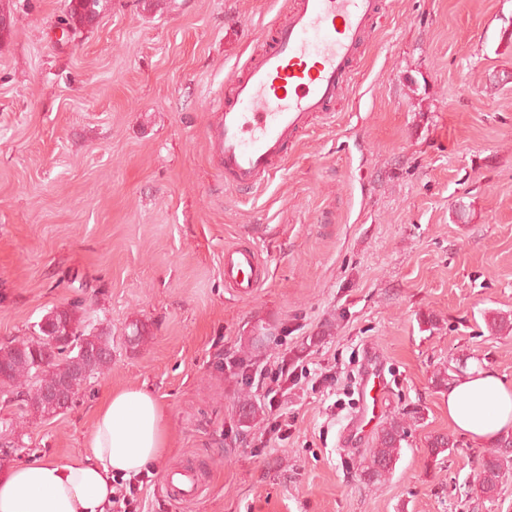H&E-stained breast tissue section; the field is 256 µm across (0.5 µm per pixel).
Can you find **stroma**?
I'll list each match as a JSON object with an SVG mask.
<instances>
[{
    "label": "stroma",
    "mask_w": 512,
    "mask_h": 512,
    "mask_svg": "<svg viewBox=\"0 0 512 512\" xmlns=\"http://www.w3.org/2000/svg\"><path fill=\"white\" fill-rule=\"evenodd\" d=\"M289 3L107 0L66 34L68 0H0V345L74 303L112 340L109 370L23 416L0 466L78 456L97 407L137 386L170 440L144 512H512V471L494 502L473 491L482 448L428 452L450 431L440 367L512 380V334L485 325L512 314V0H387L335 114L238 190L208 143L215 94ZM231 245L262 258L254 296L224 284ZM285 359L298 382L268 399L258 379ZM372 362L385 416L421 413L374 483V438H342ZM244 392L288 416L287 440L239 428ZM178 467L199 471L188 506L162 487Z\"/></svg>",
    "instance_id": "stroma-1"
}]
</instances>
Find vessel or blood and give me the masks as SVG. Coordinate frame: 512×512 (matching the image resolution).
Masks as SVG:
<instances>
[{
	"label": "vessel or blood",
	"instance_id": "vessel-or-blood-1",
	"mask_svg": "<svg viewBox=\"0 0 512 512\" xmlns=\"http://www.w3.org/2000/svg\"><path fill=\"white\" fill-rule=\"evenodd\" d=\"M384 4L385 0H292L288 21L278 26L271 45L224 79V92L218 97L220 120L209 140L222 158L226 183L245 190L268 183L310 117L332 111L349 88L363 37ZM260 262L255 249L225 248V285L253 296L263 283ZM386 390L378 367L368 366L351 436H367L369 423L382 412ZM165 482L179 501L189 503L199 495L192 470H172Z\"/></svg>",
	"mask_w": 512,
	"mask_h": 512
}]
</instances>
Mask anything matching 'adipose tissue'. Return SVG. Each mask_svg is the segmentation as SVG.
<instances>
[{
  "instance_id": "1",
  "label": "adipose tissue",
  "mask_w": 512,
  "mask_h": 512,
  "mask_svg": "<svg viewBox=\"0 0 512 512\" xmlns=\"http://www.w3.org/2000/svg\"><path fill=\"white\" fill-rule=\"evenodd\" d=\"M449 426L483 446L512 434V380L481 368L449 384ZM169 448L160 400L141 387L112 392L95 412L83 454L0 469V512H107L126 479Z\"/></svg>"
}]
</instances>
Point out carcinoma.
Listing matches in <instances>:
<instances>
[{"mask_svg": "<svg viewBox=\"0 0 512 512\" xmlns=\"http://www.w3.org/2000/svg\"><path fill=\"white\" fill-rule=\"evenodd\" d=\"M102 0H69L67 19L70 25L89 21L99 15ZM80 305L70 304L56 307L46 313L54 326V330L46 332L37 330V336L20 338L0 345V369L7 372V384L13 393L22 397L25 405L23 412L45 409V399L42 390L33 389L31 380L46 387H57L66 392L68 398H73L80 389L78 376L87 373L91 379L104 373L111 363L109 350L111 348L109 334L88 323L79 311ZM488 329L495 334L512 332V318L506 314L494 313L486 318ZM69 333L74 341L98 351V357L89 360L79 351L66 352V348H58V353L48 364L41 367L47 342L45 338L55 332ZM238 422L240 427L250 429L256 426L265 416L262 406L256 404L250 396L241 395L237 400ZM409 424L405 416L396 415L385 423L377 435L375 447L369 449L368 464L365 472L368 481L379 482L392 475L400 457L402 442L408 436ZM512 447V434L500 438L494 449L481 458L479 472L474 480L477 498L490 501L497 493L503 470L509 463L508 447ZM457 447L454 439L447 434L437 433L429 438V452L433 458L451 452Z\"/></svg>", "mask_w": 512, "mask_h": 512, "instance_id": "cac0c4a2", "label": "carcinoma"}]
</instances>
